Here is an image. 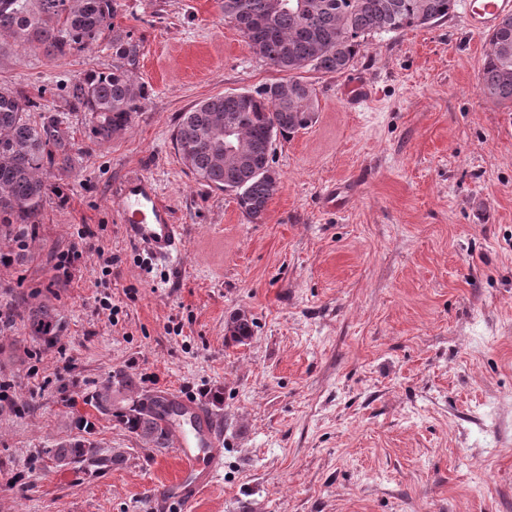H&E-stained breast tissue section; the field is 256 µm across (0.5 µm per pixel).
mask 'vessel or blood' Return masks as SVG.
<instances>
[{
	"mask_svg": "<svg viewBox=\"0 0 512 512\" xmlns=\"http://www.w3.org/2000/svg\"><path fill=\"white\" fill-rule=\"evenodd\" d=\"M460 7V23L476 34L492 30L512 15V0H461ZM119 208L131 242L146 246L160 260L179 262L184 228L172 222L153 180L127 179L119 190ZM150 409L167 431L175 456L184 463L177 480L161 482L153 492L178 497L182 512H193L192 487L214 482L224 466V434L209 407L176 392L154 395Z\"/></svg>",
	"mask_w": 512,
	"mask_h": 512,
	"instance_id": "obj_1",
	"label": "vessel or blood"
}]
</instances>
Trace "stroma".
Here are the masks:
<instances>
[{
	"label": "stroma",
	"instance_id": "stroma-1",
	"mask_svg": "<svg viewBox=\"0 0 512 512\" xmlns=\"http://www.w3.org/2000/svg\"><path fill=\"white\" fill-rule=\"evenodd\" d=\"M148 97L112 139L70 94L105 46L51 59L0 45V84L36 96L72 161L53 168L38 233L0 226V512H178L175 477L119 416L154 392L206 403L224 467L195 512H512V107L480 89L485 37L457 15L368 38L348 71L308 72L312 124L272 146L262 222L197 181L173 141L195 103L282 80L218 0H120ZM152 179L182 224L178 266L130 242L116 192ZM349 198L331 205V187ZM93 245L72 278L63 253ZM110 296L112 311L98 300ZM45 307L50 334L29 316ZM251 336L232 341L236 314ZM115 410L94 394L117 378ZM86 439L110 463L61 465Z\"/></svg>",
	"mask_w": 512,
	"mask_h": 512
}]
</instances>
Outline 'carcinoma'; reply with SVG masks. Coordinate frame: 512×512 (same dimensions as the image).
I'll list each match as a JSON object with an SVG mask.
<instances>
[{"label":"carcinoma","mask_w":512,"mask_h":512,"mask_svg":"<svg viewBox=\"0 0 512 512\" xmlns=\"http://www.w3.org/2000/svg\"><path fill=\"white\" fill-rule=\"evenodd\" d=\"M297 13L277 7L276 0H221L224 16L266 64L288 73L270 92L263 88L233 105L214 96L182 113L175 142L184 165L201 182L232 193L253 223L263 221L279 184L254 168V156L265 153L269 135L286 137L312 123L317 112L315 90L303 80L308 71H347L365 41L382 32L426 28L448 17L455 0H304ZM119 0H0V41L35 47L51 58L106 44L112 69L85 75L72 97L91 115L92 135L109 140L126 128L147 99L145 85L134 77L139 43L115 22ZM484 97L512 106V16L488 35L480 76ZM40 103L7 85L0 86V224H37L48 184L43 171L68 166V141L57 120L39 124L29 112ZM235 126L237 155L224 157V126ZM126 423L144 439L163 444L161 425L134 403ZM58 462L79 459L103 465L108 459L80 442L55 450Z\"/></svg>","instance_id":"obj_1"}]
</instances>
